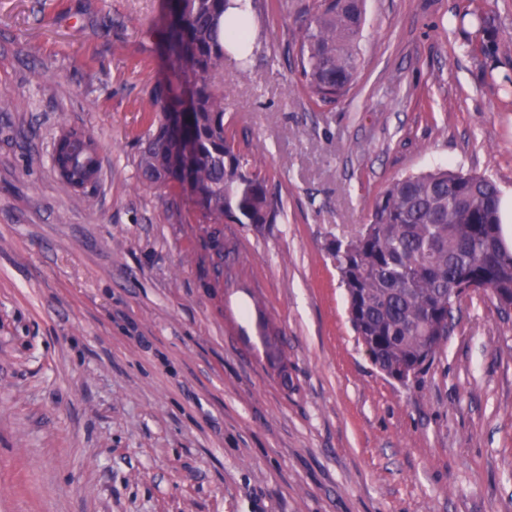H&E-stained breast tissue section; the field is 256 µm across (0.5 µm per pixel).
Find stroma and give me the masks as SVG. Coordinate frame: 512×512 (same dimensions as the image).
Listing matches in <instances>:
<instances>
[{
    "label": "stroma",
    "mask_w": 512,
    "mask_h": 512,
    "mask_svg": "<svg viewBox=\"0 0 512 512\" xmlns=\"http://www.w3.org/2000/svg\"><path fill=\"white\" fill-rule=\"evenodd\" d=\"M310 0H257L224 125L275 224L142 183L162 0H0V512H512V313L476 295L398 382L326 245L394 179L512 186V0H366L348 94L310 100ZM94 138L84 209L52 168ZM64 148L97 158L96 147L83 136L82 132L76 130H69L60 134L53 147L52 163L57 174L74 189L82 190L93 183L99 176L98 163L87 166L82 178L72 179L70 170L59 161Z\"/></svg>",
    "instance_id": "35a3bbf8"
}]
</instances>
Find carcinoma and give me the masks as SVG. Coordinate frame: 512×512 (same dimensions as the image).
I'll list each match as a JSON object with an SVG mask.
<instances>
[{"mask_svg": "<svg viewBox=\"0 0 512 512\" xmlns=\"http://www.w3.org/2000/svg\"><path fill=\"white\" fill-rule=\"evenodd\" d=\"M246 0H164L152 36L166 59L147 111L159 117L137 167L143 181L190 192L214 224H275L282 214L267 180L246 168L224 127V38L245 49ZM365 0H318L304 12L298 66L320 102L346 95L357 71ZM166 112L190 113L193 157L171 167ZM347 292L349 321L374 364L400 381L424 371L448 339L464 296L512 301V247L489 178L437 170L394 180L368 224L331 252Z\"/></svg>", "mask_w": 512, "mask_h": 512, "instance_id": "cac0c4a2", "label": "carcinoma"}]
</instances>
